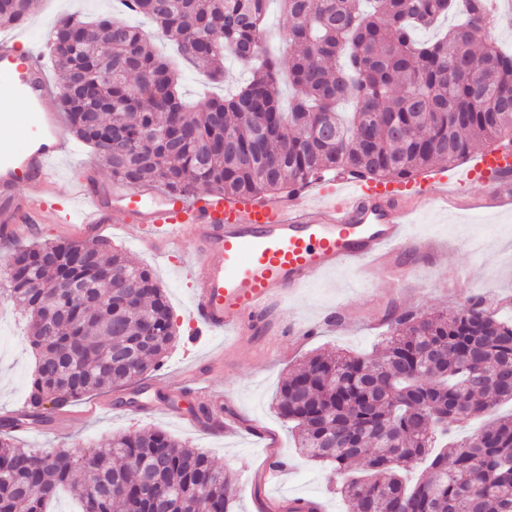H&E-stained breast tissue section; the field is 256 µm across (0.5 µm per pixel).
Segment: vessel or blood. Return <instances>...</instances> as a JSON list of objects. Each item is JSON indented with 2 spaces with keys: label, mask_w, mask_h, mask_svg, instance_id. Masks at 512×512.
Instances as JSON below:
<instances>
[{
  "label": "vessel or blood",
  "mask_w": 512,
  "mask_h": 512,
  "mask_svg": "<svg viewBox=\"0 0 512 512\" xmlns=\"http://www.w3.org/2000/svg\"><path fill=\"white\" fill-rule=\"evenodd\" d=\"M47 50L0 37V237L33 233L41 214L70 222L56 206L53 162L65 151L57 105L60 90L47 75ZM72 188L86 206L77 240L119 214L133 225L142 249L165 256L193 251L186 266L193 284L190 318L197 333L231 335L237 341L264 333L285 336L274 313L290 294L323 274L364 263L405 270L404 251L431 253L436 242L410 236L407 226L419 205L464 211H512V144L485 150L466 172L436 182L373 184L330 179L318 194L241 201L202 194L186 197L149 187L98 189L89 176ZM224 362L216 349L181 381L180 390L205 405V433L224 431L222 398L205 394L199 382Z\"/></svg>",
  "instance_id": "b4317fda"
}]
</instances>
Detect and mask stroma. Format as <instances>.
<instances>
[{"instance_id":"stroma-1","label":"stroma","mask_w":512,"mask_h":512,"mask_svg":"<svg viewBox=\"0 0 512 512\" xmlns=\"http://www.w3.org/2000/svg\"><path fill=\"white\" fill-rule=\"evenodd\" d=\"M110 9L111 0H35L34 13L19 33L30 41L35 34L47 33L60 15H99ZM54 166L58 200L62 203L71 191L73 172L90 170L100 184H112L102 153L73 139ZM409 232L438 243L437 252L417 258L411 278L396 282L381 269L366 277L347 268L329 273L290 297L281 310L284 322L313 326L312 335L301 342L287 336H262L255 346L232 351L223 370L210 374L203 385L211 394L223 397L224 415L233 420L235 429L202 436L186 417L191 400L174 391L184 374L218 345L214 338L199 336L188 318L192 287L180 268L192 262L194 255L186 252L157 258L139 247L134 231L120 217H113L101 233V241L106 248L122 249L135 265L155 272L168 294L180 337L160 367L144 379L155 404L150 417L136 418L108 410L110 395L102 392L94 396L100 404L95 417H80L85 404L80 398L52 411L51 422L70 434L72 443L84 447H97L113 435L147 428L190 442L233 474L238 495L232 512H286L297 499L317 502L321 512H346L343 499L328 482L326 467L300 460L290 425L272 406L288 370L317 351L378 353L389 332L388 317L395 310L452 311L469 298L480 297L500 317L512 318V215L428 206L415 214ZM332 310L337 313L336 320L326 322ZM35 364L36 352L27 337L26 312L0 296V412L25 406ZM271 455L287 464L277 485L263 476Z\"/></svg>"}]
</instances>
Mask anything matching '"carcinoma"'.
I'll return each instance as SVG.
<instances>
[{
  "label": "carcinoma",
  "mask_w": 512,
  "mask_h": 512,
  "mask_svg": "<svg viewBox=\"0 0 512 512\" xmlns=\"http://www.w3.org/2000/svg\"><path fill=\"white\" fill-rule=\"evenodd\" d=\"M183 61L213 82L224 57L250 69L233 94L191 109L179 74L139 29L111 14L60 17L48 32L70 131L101 149L112 180L192 195L277 196L332 175L411 180L461 162L481 144L512 142V53L491 37L488 0H278L291 20L288 64L268 49L267 0H134ZM33 0H0V28L31 15ZM462 14L440 37L415 33ZM294 95L283 107V73ZM355 102L353 118L337 112ZM13 257L22 275L9 298L28 313L38 351L30 416L45 421L92 391L135 383L177 340L153 272L93 241L46 240ZM376 357L315 353L288 374L277 412L297 448L343 476L367 460L370 478L337 486L348 512H512V416L432 454L448 422L512 402V321L480 300L459 309L393 312ZM151 325V343L143 340ZM355 439L352 448L336 440ZM425 463L412 488L401 471ZM95 475L79 512H151L146 477L201 512H231L238 490L208 454L160 430L127 431L85 454L49 457L12 442L0 425V512H48L75 474Z\"/></svg>",
  "instance_id": "carcinoma-1"
}]
</instances>
